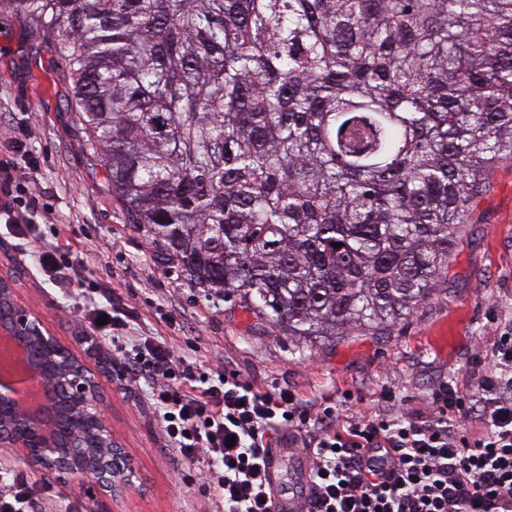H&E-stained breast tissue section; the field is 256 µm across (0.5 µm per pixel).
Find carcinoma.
<instances>
[{"mask_svg":"<svg viewBox=\"0 0 512 512\" xmlns=\"http://www.w3.org/2000/svg\"><path fill=\"white\" fill-rule=\"evenodd\" d=\"M186 277L298 339L425 304L512 163V0H4Z\"/></svg>","mask_w":512,"mask_h":512,"instance_id":"carcinoma-1","label":"carcinoma"}]
</instances>
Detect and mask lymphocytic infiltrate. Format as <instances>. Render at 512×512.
Instances as JSON below:
<instances>
[{
	"label": "lymphocytic infiltrate",
	"mask_w": 512,
	"mask_h": 512,
	"mask_svg": "<svg viewBox=\"0 0 512 512\" xmlns=\"http://www.w3.org/2000/svg\"><path fill=\"white\" fill-rule=\"evenodd\" d=\"M36 167L24 141L0 154V225L19 240L34 237L41 210L26 180ZM35 257L45 279L79 297L87 335L122 339L135 312L82 289L85 265L70 244ZM492 356L476 379L441 381L419 413L364 415L263 388L229 368L202 369L162 336L139 337L127 371L148 382L168 448L197 466L220 512H277L267 459L284 441L311 461L300 512H512V331ZM471 413L473 432L459 424Z\"/></svg>",
	"instance_id": "1"
}]
</instances>
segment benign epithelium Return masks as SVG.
I'll return each mask as SVG.
<instances>
[{
    "label": "benign epithelium",
    "instance_id": "7a95c632",
    "mask_svg": "<svg viewBox=\"0 0 512 512\" xmlns=\"http://www.w3.org/2000/svg\"><path fill=\"white\" fill-rule=\"evenodd\" d=\"M0 447L35 466L58 473L87 494L116 493L134 484L131 461L117 448L102 395L83 360L60 344L42 316L18 304L15 283L0 277ZM32 380L46 398L33 402L23 386ZM72 414L89 416L109 442L106 448H75L56 436L59 402Z\"/></svg>",
    "mask_w": 512,
    "mask_h": 512
}]
</instances>
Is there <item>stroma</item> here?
I'll list each match as a JSON object with an SVG mask.
<instances>
[{
    "label": "stroma",
    "instance_id": "1",
    "mask_svg": "<svg viewBox=\"0 0 512 512\" xmlns=\"http://www.w3.org/2000/svg\"><path fill=\"white\" fill-rule=\"evenodd\" d=\"M27 25L0 4V149L19 134L39 168L31 187L52 212L38 224L45 242L70 241L86 265L85 288H108L134 307L127 331L162 336L191 361L220 360L262 387H285L304 398L349 401L377 411L389 392L405 410H422L446 377L472 379L492 364V344L512 326V163L498 165L457 239L432 299L382 336L354 330L307 347L210 295L162 260L147 232L131 224L100 166L85 148L71 105L63 61L50 44L30 45ZM19 273L16 298L39 312L59 342L98 376L112 434L136 469L121 496L87 497L72 484L0 448V472L24 473L41 489L34 512H206L209 503L192 466L167 448L146 400V382H131L127 356L104 345L89 353L75 297L44 281L33 252L0 233V275ZM274 488L287 503L301 500L309 480L304 449H276Z\"/></svg>",
    "mask_w": 512,
    "mask_h": 512
}]
</instances>
